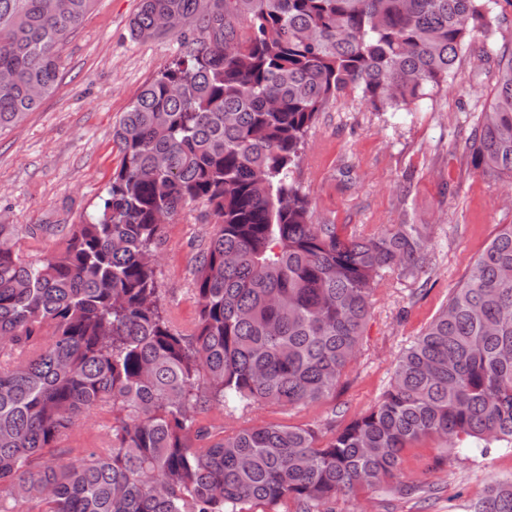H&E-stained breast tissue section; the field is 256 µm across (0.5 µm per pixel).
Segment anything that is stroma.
Wrapping results in <instances>:
<instances>
[{
  "mask_svg": "<svg viewBox=\"0 0 512 512\" xmlns=\"http://www.w3.org/2000/svg\"><path fill=\"white\" fill-rule=\"evenodd\" d=\"M138 5L95 0L62 48L56 92L0 133V224H78L96 212L120 160L114 126L181 49L170 33L145 42L131 38ZM496 76V61L483 54L477 35L434 99L392 114L346 97L320 115L297 171L317 216L370 229L424 225L431 244L426 272H395L378 282L360 352L335 395L306 407L255 406L233 416L213 406L200 414L201 424L227 433L271 422L321 428L332 421L341 428L375 405L401 350L447 303L500 226L512 224V185L479 175L469 153L470 133ZM213 225L201 208L185 209L164 227L158 248L157 286L185 335L195 320L196 258ZM435 447L426 440L403 452V476L435 487L430 502L379 488L338 496L333 512H467L490 480H512V455L463 451L434 470Z\"/></svg>",
  "mask_w": 512,
  "mask_h": 512,
  "instance_id": "obj_1",
  "label": "stroma"
}]
</instances>
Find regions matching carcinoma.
I'll use <instances>...</instances> for the list:
<instances>
[{"label":"carcinoma","instance_id":"1","mask_svg":"<svg viewBox=\"0 0 512 512\" xmlns=\"http://www.w3.org/2000/svg\"><path fill=\"white\" fill-rule=\"evenodd\" d=\"M95 0H0V131L53 94L61 51ZM497 0H140L131 37L187 25L186 47L113 129L121 160L96 213L64 251L32 261L47 224H0V512H244L291 499L327 512L339 494L397 482L425 438L449 453L512 454V224L398 356L381 400L323 439L280 423L217 436L213 405L296 408L336 392L386 272L416 276V224L366 230L315 218L295 174L308 136L351 96L397 112L448 86L474 34L491 41ZM512 180V54L469 148ZM198 205L214 230L194 269L197 320L184 336L154 264L162 212ZM112 439L80 457L83 419ZM469 512H512L493 481ZM112 417L104 414H91L82 421V426L74 432L71 448H79L77 455H82V449L101 448L111 432Z\"/></svg>","mask_w":512,"mask_h":512}]
</instances>
